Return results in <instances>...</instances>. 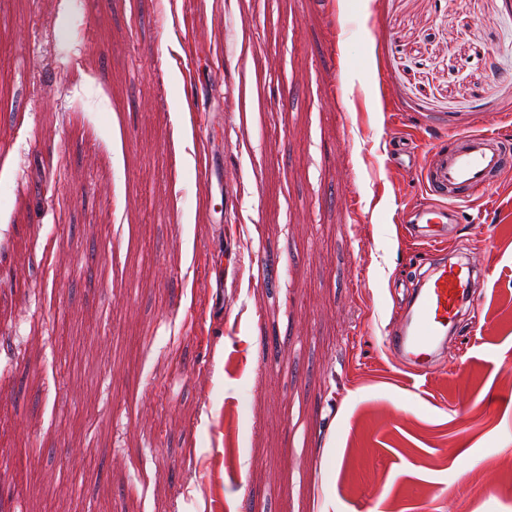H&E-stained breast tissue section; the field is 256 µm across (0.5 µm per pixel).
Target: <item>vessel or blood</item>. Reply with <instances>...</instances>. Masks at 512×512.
<instances>
[{"mask_svg": "<svg viewBox=\"0 0 512 512\" xmlns=\"http://www.w3.org/2000/svg\"><path fill=\"white\" fill-rule=\"evenodd\" d=\"M401 151L409 164H420L434 204L413 210L417 239L431 249L446 241L447 200H460L485 189L505 167L512 165V149L497 132L458 134L451 148H434L425 162H418L413 144ZM468 297V284L460 271L441 262L427 268L411 296L404 318L394 320L385 331L390 353L405 367L427 375L448 345V325L459 315Z\"/></svg>", "mask_w": 512, "mask_h": 512, "instance_id": "b4317fda", "label": "vessel or blood"}]
</instances>
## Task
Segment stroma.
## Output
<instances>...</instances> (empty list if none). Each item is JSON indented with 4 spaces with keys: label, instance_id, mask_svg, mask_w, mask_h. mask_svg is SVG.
<instances>
[{
    "label": "stroma",
    "instance_id": "1",
    "mask_svg": "<svg viewBox=\"0 0 512 512\" xmlns=\"http://www.w3.org/2000/svg\"><path fill=\"white\" fill-rule=\"evenodd\" d=\"M0 96V512H512V171L448 207L446 370L383 344L388 140L512 142V0H0Z\"/></svg>",
    "mask_w": 512,
    "mask_h": 512
}]
</instances>
